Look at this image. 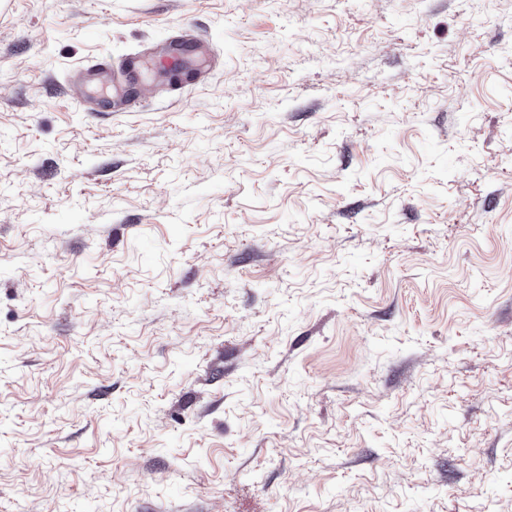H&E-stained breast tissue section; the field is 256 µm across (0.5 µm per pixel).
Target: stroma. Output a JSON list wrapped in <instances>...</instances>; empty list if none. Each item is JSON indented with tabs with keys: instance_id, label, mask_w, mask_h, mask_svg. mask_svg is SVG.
Listing matches in <instances>:
<instances>
[{
	"instance_id": "35a3bbf8",
	"label": "stroma",
	"mask_w": 512,
	"mask_h": 512,
	"mask_svg": "<svg viewBox=\"0 0 512 512\" xmlns=\"http://www.w3.org/2000/svg\"><path fill=\"white\" fill-rule=\"evenodd\" d=\"M85 505L512 512V0H0V512ZM205 42V37L193 28H186L181 31L178 40L171 46L169 51L158 61V71H166L174 67L181 66L184 61L195 60L196 65L192 69L185 71V78L179 85L167 90V96L174 101L181 100L184 94L185 86L199 87L207 83L208 76L205 71L199 70L200 61L194 56L195 50L198 51L200 46ZM190 48L192 56L184 58L181 51ZM115 76L111 55H102L76 70L78 102L94 104L96 112H126L136 105L135 85L145 73L139 54L126 58Z\"/></svg>"
}]
</instances>
